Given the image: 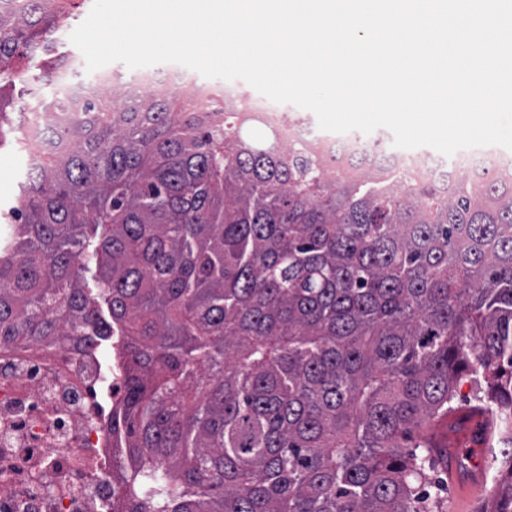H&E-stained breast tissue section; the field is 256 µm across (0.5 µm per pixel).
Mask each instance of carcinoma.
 <instances>
[{
    "label": "carcinoma",
    "mask_w": 512,
    "mask_h": 512,
    "mask_svg": "<svg viewBox=\"0 0 512 512\" xmlns=\"http://www.w3.org/2000/svg\"><path fill=\"white\" fill-rule=\"evenodd\" d=\"M0 13V103L69 24ZM272 141L205 100H98L0 224V348H114L125 512H433L401 441L472 384L512 512V173L469 188Z\"/></svg>",
    "instance_id": "1"
}]
</instances>
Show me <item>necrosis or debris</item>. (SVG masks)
Instances as JSON below:
<instances>
[{
    "mask_svg": "<svg viewBox=\"0 0 512 512\" xmlns=\"http://www.w3.org/2000/svg\"><path fill=\"white\" fill-rule=\"evenodd\" d=\"M48 80L63 85L67 94L26 113L19 132L32 161L46 148L49 133L67 126L102 95L130 99L186 87L228 108L253 109L278 143L309 147L323 156L374 157L403 182L440 174L430 152L408 159L359 137L313 133L296 113L252 107L248 92L201 82L175 64L161 76L100 70L90 78L57 67ZM123 394V366L107 363L104 351L0 349V512H118L126 493L122 443L108 423Z\"/></svg>",
    "mask_w": 512,
    "mask_h": 512,
    "instance_id": "1",
    "label": "necrosis or debris"
}]
</instances>
